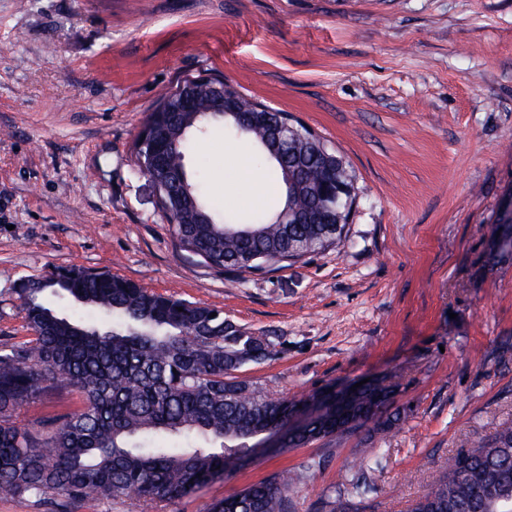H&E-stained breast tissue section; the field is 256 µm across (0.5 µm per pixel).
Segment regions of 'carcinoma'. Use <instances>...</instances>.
I'll use <instances>...</instances> for the list:
<instances>
[{
    "label": "carcinoma",
    "instance_id": "carcinoma-1",
    "mask_svg": "<svg viewBox=\"0 0 512 512\" xmlns=\"http://www.w3.org/2000/svg\"><path fill=\"white\" fill-rule=\"evenodd\" d=\"M184 81L163 96L145 124L168 161L156 176L187 208L169 230L176 246L206 267L243 279L322 254L347 236L355 203L354 175L310 128L268 106L269 122L224 84V109L198 84L193 112H175ZM220 126L249 140L256 159L282 183L280 203L239 218L201 189L183 160L192 139ZM29 338L0 346V498L48 500L57 512L86 501L130 498L174 504L255 458L254 442L284 427L297 401L267 393L234 372L273 355L266 336L247 331L218 308L149 291L118 275L59 269L27 279L17 290ZM98 310L116 323L97 326L58 314L46 294ZM183 311H178V308ZM217 316H211V313ZM80 404L31 426L20 412L58 390ZM389 387L370 382L352 396L346 418L331 416L288 436L283 448L342 437L367 425L389 431ZM274 473L225 496L210 512H292L296 486L308 478ZM371 491L364 462L338 488L342 512H360ZM331 508V512H336ZM406 512H512V420L458 449Z\"/></svg>",
    "mask_w": 512,
    "mask_h": 512
}]
</instances>
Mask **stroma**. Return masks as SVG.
<instances>
[{
    "label": "stroma",
    "mask_w": 512,
    "mask_h": 512,
    "mask_svg": "<svg viewBox=\"0 0 512 512\" xmlns=\"http://www.w3.org/2000/svg\"><path fill=\"white\" fill-rule=\"evenodd\" d=\"M221 78L289 113L353 170L344 246L246 280L174 245L133 143L184 79ZM216 129L185 159L231 212L252 192ZM512 0H0V344L24 336L19 284L73 266L223 309L274 355L238 379L299 398L379 378L389 432L265 453L175 504L208 512L268 475L313 467L294 512H329L378 454L362 512H405L448 455L512 420Z\"/></svg>",
    "instance_id": "35a3bbf8"
}]
</instances>
